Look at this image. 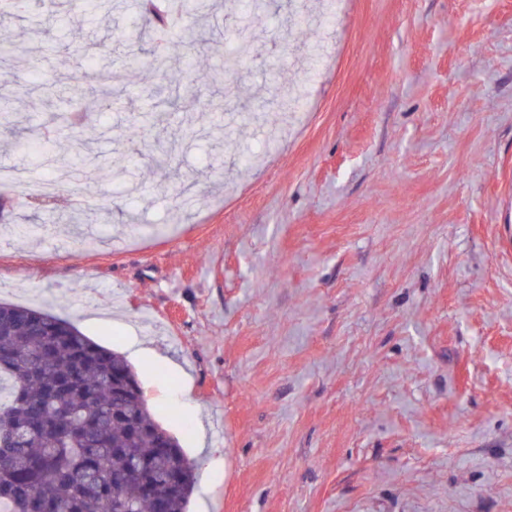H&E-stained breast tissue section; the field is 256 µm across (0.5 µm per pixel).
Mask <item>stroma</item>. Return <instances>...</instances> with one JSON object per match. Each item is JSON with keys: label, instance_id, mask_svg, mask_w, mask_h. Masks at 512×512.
<instances>
[{"label": "stroma", "instance_id": "obj_1", "mask_svg": "<svg viewBox=\"0 0 512 512\" xmlns=\"http://www.w3.org/2000/svg\"><path fill=\"white\" fill-rule=\"evenodd\" d=\"M217 2L234 72L210 83L229 45L185 18L199 97L142 66L108 110L27 94L76 68L83 17L0 18L27 47L0 113L61 140L78 118L93 150L68 195L0 197V301L153 350L134 368L199 465L189 512H512V0ZM112 20L87 53L151 49L122 37L137 0ZM15 139L0 122V168L55 180ZM92 198L81 239L57 216Z\"/></svg>", "mask_w": 512, "mask_h": 512}]
</instances>
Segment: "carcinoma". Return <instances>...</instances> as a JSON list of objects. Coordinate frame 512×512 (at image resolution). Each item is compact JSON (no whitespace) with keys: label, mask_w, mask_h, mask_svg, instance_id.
Returning <instances> with one entry per match:
<instances>
[{"label":"carcinoma","mask_w":512,"mask_h":512,"mask_svg":"<svg viewBox=\"0 0 512 512\" xmlns=\"http://www.w3.org/2000/svg\"><path fill=\"white\" fill-rule=\"evenodd\" d=\"M196 21L210 18V0H180ZM110 0H83L82 11L104 21ZM32 0H3L0 13L23 14ZM71 77L88 74L101 101L112 97V61L90 56ZM164 73L171 61L132 55ZM54 161L60 145L30 137ZM0 512H186L197 465L154 418L133 368L50 308L0 302Z\"/></svg>","instance_id":"carcinoma-1"}]
</instances>
